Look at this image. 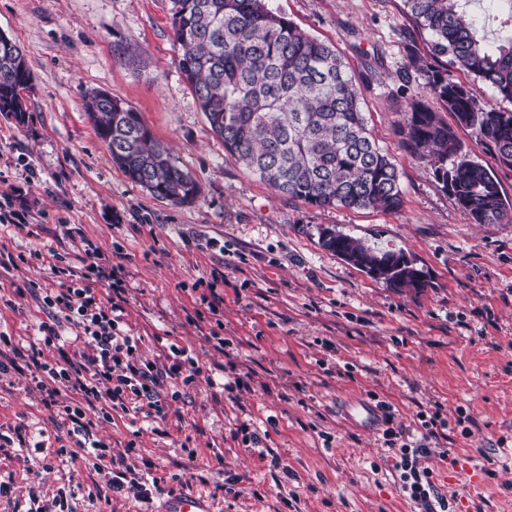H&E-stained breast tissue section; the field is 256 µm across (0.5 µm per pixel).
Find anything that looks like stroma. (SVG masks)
Here are the masks:
<instances>
[{
	"instance_id": "obj_1",
	"label": "stroma",
	"mask_w": 512,
	"mask_h": 512,
	"mask_svg": "<svg viewBox=\"0 0 512 512\" xmlns=\"http://www.w3.org/2000/svg\"><path fill=\"white\" fill-rule=\"evenodd\" d=\"M270 8L333 44L363 88V110L400 175L399 211L317 208L275 195L231 159L175 65L172 0H0V32L24 50L32 86L25 124L0 117V192L28 220L0 225V252L41 250L0 267V334L23 352L0 377V432L20 425L26 447L0 450V512H28L30 472L42 499L74 490L69 512H140L107 486L109 462L57 455L65 437L40 401L24 355L46 319L28 284L58 289L48 256L93 242L124 267L125 320L140 354L163 361L190 349L200 373L180 388L163 435H135L113 413L98 439L136 448L129 461L154 477L155 503L178 495L212 512H412L382 428L354 426L344 407L389 406L395 425L421 430L440 414L453 456L423 466L447 512H512V224H476L435 181L427 158L400 144L406 93L424 77L400 71L427 57L429 36L402 0H269ZM107 91L141 115L196 178L189 205L154 198L113 164L83 110ZM333 225L404 253L427 287L388 288L324 250ZM224 298L211 312L204 298ZM217 331L223 350L207 336ZM242 378L231 394L222 379ZM267 433L248 449L240 425ZM482 469L477 482L457 477ZM493 475H486V468ZM456 475L455 484L445 483Z\"/></svg>"
}]
</instances>
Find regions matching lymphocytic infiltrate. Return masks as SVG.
Returning a JSON list of instances; mask_svg holds the SVG:
<instances>
[{
    "instance_id": "1",
    "label": "lymphocytic infiltrate",
    "mask_w": 512,
    "mask_h": 512,
    "mask_svg": "<svg viewBox=\"0 0 512 512\" xmlns=\"http://www.w3.org/2000/svg\"><path fill=\"white\" fill-rule=\"evenodd\" d=\"M50 271L60 289L45 294L47 320L37 326L38 347L32 348L30 359L36 369L32 380L45 406L56 408L67 424L68 436L85 454L96 460H110L114 466L110 489L113 493H133L142 503H151L152 489L147 479L138 477L126 463L133 446L124 453L113 454L112 448L95 439V425L111 422L113 412L141 413L145 417L163 418L167 406L160 392L167 384L194 382L198 372L195 359L186 348L169 345L164 362L143 360L139 354V339L129 333L123 319L124 279L122 266L104 268L88 263L86 256L75 259L56 257ZM108 288L107 298H99L88 285L89 277ZM83 329L81 349L65 353L66 340L62 334L65 323ZM60 350L59 360L44 361V349ZM73 394L72 401H59L60 388ZM444 421L430 417L423 422L420 436L403 428L385 429L386 442L394 454V468L399 473L403 495L417 507V512H442L447 499L438 492L428 469L419 468L420 457L430 451L431 441L439 440Z\"/></svg>"
}]
</instances>
